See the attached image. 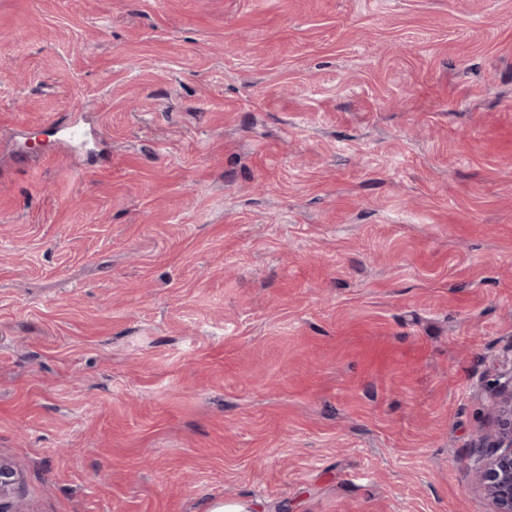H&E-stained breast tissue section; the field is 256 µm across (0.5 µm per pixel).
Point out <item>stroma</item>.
Here are the masks:
<instances>
[{"mask_svg":"<svg viewBox=\"0 0 512 512\" xmlns=\"http://www.w3.org/2000/svg\"><path fill=\"white\" fill-rule=\"evenodd\" d=\"M509 370L512 0H0L26 512H491ZM498 377L496 425L485 437L473 466L492 512H512V370Z\"/></svg>","mask_w":512,"mask_h":512,"instance_id":"obj_1","label":"stroma"}]
</instances>
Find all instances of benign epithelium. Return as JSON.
I'll return each mask as SVG.
<instances>
[{
	"label": "benign epithelium",
	"instance_id": "benign-epithelium-1",
	"mask_svg": "<svg viewBox=\"0 0 512 512\" xmlns=\"http://www.w3.org/2000/svg\"><path fill=\"white\" fill-rule=\"evenodd\" d=\"M497 419L473 462L478 484L492 512H512V371L500 375L494 394ZM19 476L0 459V512H26L16 501Z\"/></svg>",
	"mask_w": 512,
	"mask_h": 512
}]
</instances>
